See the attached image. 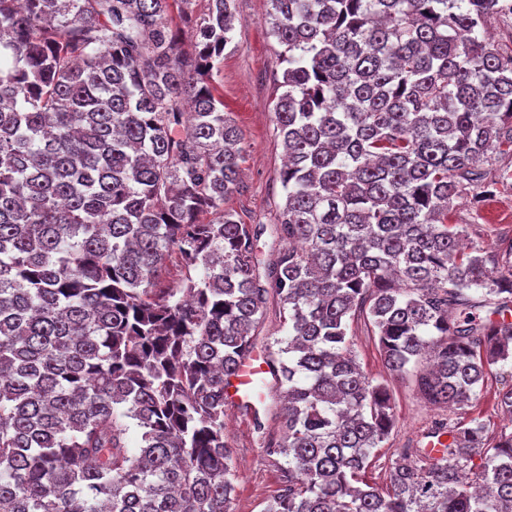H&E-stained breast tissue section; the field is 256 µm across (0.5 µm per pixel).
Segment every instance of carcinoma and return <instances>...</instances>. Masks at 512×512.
Instances as JSON below:
<instances>
[{
    "mask_svg": "<svg viewBox=\"0 0 512 512\" xmlns=\"http://www.w3.org/2000/svg\"><path fill=\"white\" fill-rule=\"evenodd\" d=\"M192 2L0 0V512H229L224 388L272 295L288 335L260 404L283 399L284 435L244 408L285 458L264 512H512V432L478 417L368 480L395 416L351 341L360 317L438 407L512 364V242L448 223L512 175L484 166L512 155V28L485 37L512 5L270 0L285 198L261 276L212 83L235 0Z\"/></svg>",
    "mask_w": 512,
    "mask_h": 512,
    "instance_id": "cac0c4a2",
    "label": "carcinoma"
}]
</instances>
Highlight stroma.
I'll use <instances>...</instances> for the list:
<instances>
[{"label": "stroma", "mask_w": 512, "mask_h": 512, "mask_svg": "<svg viewBox=\"0 0 512 512\" xmlns=\"http://www.w3.org/2000/svg\"><path fill=\"white\" fill-rule=\"evenodd\" d=\"M235 2L233 40L224 50L223 63L213 71L224 109L231 112L245 138L240 188L225 198L224 208L241 223L269 228L276 223L284 200L279 180L283 147L275 132L273 78L282 74L285 64L278 43L268 31L269 0ZM450 219L455 224L469 223V240L485 250L506 247L512 242V178L500 182L496 193L480 207H472L466 198L454 200ZM354 329V349L362 369L375 381L386 382L391 390L396 446L408 444L434 423L448 418L447 410L426 403L412 378L391 374L363 324H355ZM509 387L512 368L494 366L480 399L459 409L458 417L479 416L490 421L492 428L503 427L496 395ZM224 420L236 471L230 512H264L280 486L283 459L257 445L252 417L231 405Z\"/></svg>", "instance_id": "stroma-1"}]
</instances>
